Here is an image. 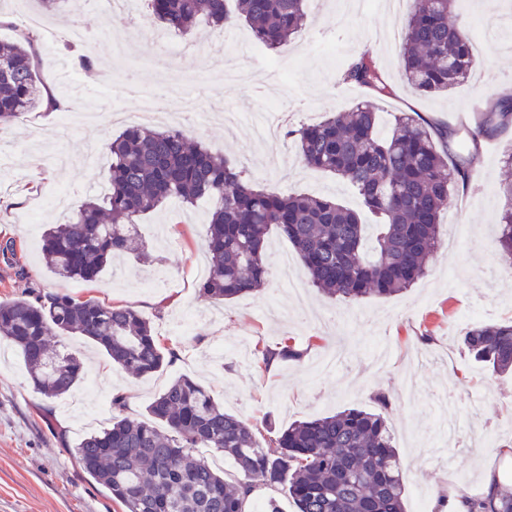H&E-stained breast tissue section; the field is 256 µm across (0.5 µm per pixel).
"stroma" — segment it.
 <instances>
[{"mask_svg":"<svg viewBox=\"0 0 512 512\" xmlns=\"http://www.w3.org/2000/svg\"><path fill=\"white\" fill-rule=\"evenodd\" d=\"M307 11L301 36L274 53L280 65L272 69L268 104L285 127L318 123L365 100L364 90L339 80L340 68L365 52L393 88L375 101L383 125L394 115L416 113L472 127L490 94L512 90V52L503 48L512 43V0H461V22L478 65L441 97L418 94L404 79L399 37L405 14H391L383 0H307ZM31 15L41 19L40 77L62 106L51 115L25 113L0 129V247L12 241L17 250L13 259L0 255V300L31 286L40 294L129 305L151 320L161 345L177 358L137 378L83 340L65 336L62 350L86 356L92 382L45 402L19 352L0 341V512H122L81 470L75 446L111 426L115 392L127 396L125 416L140 418L181 375L210 388L225 412L278 430L347 408L372 410L375 396L386 395L387 427L406 465V512H427L431 497L447 492L458 472L480 499L490 460L487 435L512 441V372L496 374L475 362L462 336L477 323L512 321V269L498 263L494 236L512 128L483 141L472 188L455 190L449 215L440 218L445 226L464 224L465 235L453 244L441 240L431 272L396 295L343 303L310 287L304 301L295 300L278 272L279 258L294 248L273 230L265 288L225 302L203 297L210 211L203 201L192 208L171 201L140 219L137 232L149 261L124 256L93 281H65L42 261V234L46 225L67 223L86 199L106 194V186L93 183L85 154L92 149L105 156L112 135L137 125L141 104L123 91L130 76L155 87L167 70L203 72L185 92L190 109L158 113L154 126L205 142L275 191L330 196L353 208L360 201L343 181L302 166L290 139L275 144L288 164L274 171L251 124L227 130L208 120L213 107L256 108L251 88L225 90L219 64L225 52L235 51L249 68L269 67L274 54L253 49L244 22L223 29L200 25L191 40L151 23L145 0H137L133 12L105 18L94 16L89 0H77L62 17L42 15L37 0H0V40L13 39L15 27ZM63 26L74 35L73 48L56 37ZM77 50L89 53L91 67L76 65ZM115 111L124 121L109 122ZM285 341L303 350L302 359L259 368V349Z\"/></svg>","mask_w":512,"mask_h":512,"instance_id":"1","label":"stroma"}]
</instances>
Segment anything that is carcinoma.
<instances>
[{"mask_svg":"<svg viewBox=\"0 0 512 512\" xmlns=\"http://www.w3.org/2000/svg\"><path fill=\"white\" fill-rule=\"evenodd\" d=\"M459 0H413L401 44L403 75L417 92L438 95L464 83L475 67L470 39L458 24ZM150 19L193 36L202 22L224 27L239 19L267 47L297 34L306 0H148ZM0 126L38 108L42 64L30 29L0 42ZM340 81L380 98L392 94L373 57L363 53ZM512 121V92L489 101L473 128L450 132L409 114L378 128L372 104L330 112L321 122L286 130L301 162L334 175L357 192L363 212L332 197L283 195L252 183L243 170L172 128L130 127L108 144L106 204L85 201L66 224L44 234L46 268L59 279L95 280L112 258H147L135 241L140 217L177 200L211 203L200 292L232 300L267 282L265 243L271 229L299 255L309 282L326 296L352 302L391 296L426 276L437 253L440 215L451 192L468 186L487 135ZM504 204L496 225L500 261L512 268V180L501 185ZM80 336L121 369L143 376L166 356L150 321L128 305H105L68 294L0 301V339L20 351L33 389L47 397L69 394L84 378V363L58 348L57 338ZM473 359L496 373L512 370V322L475 324L462 338ZM299 360L284 344L260 351ZM224 451L240 477L228 481L193 454ZM83 471L105 488L123 512H245L260 486L286 494L296 512H405L402 459L382 414L350 408L300 421L282 431L247 423L224 411L203 385L172 380L147 406V416H117L112 426L77 446Z\"/></svg>","mask_w":512,"mask_h":512,"instance_id":"carcinoma-1","label":"carcinoma"}]
</instances>
